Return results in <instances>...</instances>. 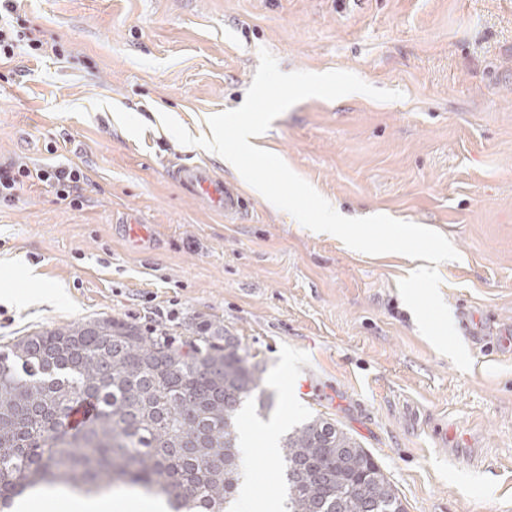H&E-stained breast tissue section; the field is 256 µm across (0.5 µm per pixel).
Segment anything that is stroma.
<instances>
[{
    "mask_svg": "<svg viewBox=\"0 0 512 512\" xmlns=\"http://www.w3.org/2000/svg\"><path fill=\"white\" fill-rule=\"evenodd\" d=\"M19 22L50 52L0 64V163L87 181L74 205L41 184L0 204V348L97 319L180 347L203 322L274 397L242 421L336 420L405 512H512V0H23ZM240 115L339 213L447 237L441 296L493 348L462 371L422 336L397 288L413 259L351 251L250 186L234 222L184 189L178 165L235 181L182 138ZM130 218L152 241L119 233ZM241 467L245 512H280L278 455Z\"/></svg>",
    "mask_w": 512,
    "mask_h": 512,
    "instance_id": "1",
    "label": "stroma"
}]
</instances>
